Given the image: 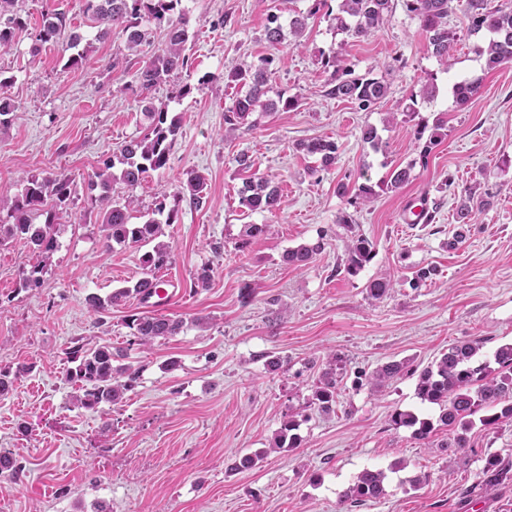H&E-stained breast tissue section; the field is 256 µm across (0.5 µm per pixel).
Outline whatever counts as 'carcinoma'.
I'll return each mask as SVG.
<instances>
[{"instance_id":"obj_1","label":"carcinoma","mask_w":512,"mask_h":512,"mask_svg":"<svg viewBox=\"0 0 512 512\" xmlns=\"http://www.w3.org/2000/svg\"><path fill=\"white\" fill-rule=\"evenodd\" d=\"M16 0H0V48L12 45L16 31L24 27L21 17L14 12ZM405 10L420 22L425 33L428 53L438 62L448 63V55L456 48L460 36L456 29L448 26V17L459 14L467 22L466 33L477 39L475 53L485 60L486 67L494 69L512 63V8L506 5L492 6L489 0H403ZM394 8L393 0H338L337 10L330 11L329 0H312L307 13H297L288 23L272 11L267 15L265 40L272 48L282 46L286 34L298 37L308 25V20L319 13L335 21L336 31L351 39L363 40L373 36L389 21ZM84 13L89 16L98 36L102 37L114 29L126 35L129 48L141 46L147 41V30L142 22L148 21L164 30L165 43L154 53L137 74L139 87L151 91L171 75L188 69L189 57L185 45L189 40V20L182 7V0H84ZM83 36L70 30V22L63 12H46L33 37L31 53L37 54L47 43H64L72 50L65 67L75 69L82 65L85 51L78 50ZM274 57L262 56L257 61L238 66L224 76V80L237 87L232 105L225 110V132L230 134L248 123L254 112L271 114L278 109L293 110L300 105L298 98L282 93L277 99L268 97L269 74ZM321 65L330 72L326 94L338 100L354 103L363 112H370L374 105L389 94V86L383 78L367 72L361 77L351 76L341 50L336 49L321 56ZM477 81H459L451 91L459 103L467 101L476 89ZM435 84L422 86L419 95L411 96L404 111L418 113V99L429 100L436 96ZM145 116L149 120L148 133L132 138L105 160L90 181V190L98 194L89 197L91 208L97 210L100 224L106 231L105 245L147 244L157 241L152 250L142 255L143 276L133 285L118 288L105 297L92 295L89 308L96 314H106L112 307L134 298L145 302L148 288L156 279V272L171 260V247L159 240L164 235L163 225L176 223L178 204L188 198L192 206L203 203L206 179L199 173H190L180 189L172 195H163L152 217L135 224L133 201L116 193L119 185L134 187L141 184L153 172L166 168L172 145L177 140L180 123L167 118V110L152 104L146 106ZM361 141L374 151L383 147V138L376 126L367 124L361 129ZM296 149L315 156L324 169L336 165L337 145L333 140L314 138L296 144ZM239 167L252 171L244 179L239 190V203L250 213L273 214L279 209V189L272 181L256 172L255 160L242 152L236 157ZM415 163L395 167L390 171L391 187L398 189L409 182ZM73 193V179L64 172H49L44 176L31 175L23 179L22 190L11 196L0 198V245L11 239L25 240L40 256L52 252L56 246L54 224L60 210L66 208ZM173 198V205L166 207L164 199ZM44 218L40 224L37 218ZM269 224H245L236 243L240 251L267 236ZM325 248L323 237L314 243L301 245L286 253V261L297 267L308 265ZM374 256V245L365 237L352 240L347 249L343 270L355 276ZM392 288V281L374 278L365 285L369 298L379 300ZM183 327V320L158 315H133L128 321L134 343L150 346L157 339L174 336ZM482 342L469 340L452 345L448 352L425 367L418 376L417 395L423 402L439 408L438 422L448 428V442L443 448H465L468 432L474 427V416H479L483 429L492 430L504 422H512V343L497 348L493 360L480 358ZM66 373L69 380L78 386L82 395L79 405L96 409L103 404L119 401L132 390L138 380L139 371L129 364H121L122 350L102 344L89 347L76 343L66 349ZM409 373L407 364L392 361L378 367L372 373L378 388ZM336 371L329 368L322 373L320 386L314 393L317 409L331 412L336 405ZM395 427H410L419 441H428L435 432L430 418H421L412 412H398L392 416ZM296 423L290 419L283 423L275 441L278 448L294 447L296 436L291 434ZM385 475L380 470H364L344 495L345 501L356 506L368 499L384 495ZM512 480V466L497 456L485 459L481 471V486L485 492L495 490L500 484Z\"/></svg>"}]
</instances>
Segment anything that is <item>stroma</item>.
<instances>
[{
  "label": "stroma",
  "mask_w": 512,
  "mask_h": 512,
  "mask_svg": "<svg viewBox=\"0 0 512 512\" xmlns=\"http://www.w3.org/2000/svg\"><path fill=\"white\" fill-rule=\"evenodd\" d=\"M190 18V69L148 92L137 71L164 45L162 30L129 49L113 31L96 36L83 0H18L27 26L0 48V70L12 76L15 110L0 126V195L16 194L24 177L52 171L74 181L73 202L60 213L56 247L45 260L40 287L22 288L39 261L21 240L0 246V370L15 372L0 398V454L16 464L0 472V512H512V483L487 496L478 489L487 456L512 463V422L474 427L467 448L445 449L448 430L429 442L394 427V412L437 418L421 403L417 373L449 345L482 339V358L512 343V64L486 69L462 39L440 65L426 49L419 22L396 8L384 28L365 40L343 39L330 21H309L299 46L270 51L266 17L306 11L310 0H183ZM67 15L83 36L86 60L64 68L61 45L32 55V37L45 12ZM342 49L353 75L372 71L390 91L374 110L327 96L323 54ZM274 54L269 85L302 98L290 112L261 115L253 127L224 132V110L235 90L224 79L234 67ZM208 84H201V77ZM478 79L467 103L455 102L453 83ZM435 84L433 101L417 118L402 112L412 93ZM192 94L178 97L183 85ZM166 107L181 133L166 170L120 193L138 214L188 173L207 179L201 207L182 204L164 239L172 261L163 272L177 292L165 313L183 329L148 348L130 341L127 321L142 312L135 300L97 318L89 295L106 296L142 277L138 245L106 248L88 205L87 184L102 161L148 124L146 105ZM445 120L444 135L426 165L417 122ZM371 124L386 143L375 151L360 139ZM328 137L338 146L334 167L298 151V142ZM248 152L260 173L280 189L276 215L248 214L239 205L243 175L235 157ZM413 164L410 181L392 188L388 174ZM366 184L369 201L348 203L338 182ZM427 200L434 218L404 221L409 202ZM470 203V223L455 220ZM348 213L351 225L338 223ZM247 224L272 231L249 251L235 244ZM374 244V257L356 276L341 263L352 239ZM325 238V250L304 267L288 250ZM208 287L193 288L202 267ZM433 268L413 285L414 272ZM393 275L380 300L368 280ZM250 289V302L241 292ZM109 343L139 368L134 390L120 403L81 408L66 379L65 350L73 341ZM278 356L282 366L267 361ZM340 361L336 409L313 403L321 374ZM389 361L411 372L382 388L366 376ZM295 419L297 447L275 437ZM111 431H103V421ZM261 453L250 470L230 472L236 458ZM386 475L381 498L350 508L343 496L363 470ZM420 487H411L413 477Z\"/></svg>",
  "instance_id": "stroma-1"
}]
</instances>
